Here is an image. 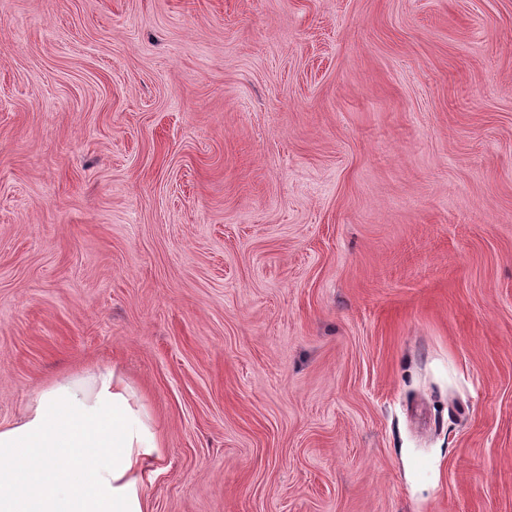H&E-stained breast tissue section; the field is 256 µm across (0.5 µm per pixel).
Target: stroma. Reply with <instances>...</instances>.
Returning <instances> with one entry per match:
<instances>
[{"label":"stroma","instance_id":"1","mask_svg":"<svg viewBox=\"0 0 512 512\" xmlns=\"http://www.w3.org/2000/svg\"><path fill=\"white\" fill-rule=\"evenodd\" d=\"M95 367L151 512H512V0H0V424Z\"/></svg>","mask_w":512,"mask_h":512}]
</instances>
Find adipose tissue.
<instances>
[{
	"mask_svg": "<svg viewBox=\"0 0 512 512\" xmlns=\"http://www.w3.org/2000/svg\"><path fill=\"white\" fill-rule=\"evenodd\" d=\"M163 446L115 371L54 381L0 425V512H149L143 477Z\"/></svg>",
	"mask_w": 512,
	"mask_h": 512,
	"instance_id": "obj_1",
	"label": "adipose tissue"
}]
</instances>
